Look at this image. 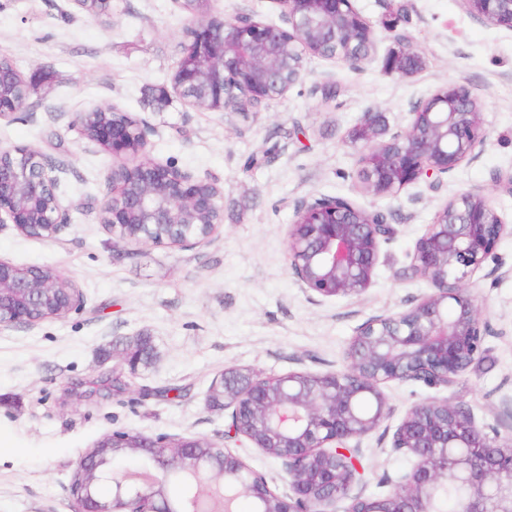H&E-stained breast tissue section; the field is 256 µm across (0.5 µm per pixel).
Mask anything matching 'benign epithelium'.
Returning <instances> with one entry per match:
<instances>
[{
	"label": "benign epithelium",
	"mask_w": 512,
	"mask_h": 512,
	"mask_svg": "<svg viewBox=\"0 0 512 512\" xmlns=\"http://www.w3.org/2000/svg\"><path fill=\"white\" fill-rule=\"evenodd\" d=\"M285 25L253 16L208 14L188 28L192 56H182L172 76L174 92L200 96L210 111L247 110L255 102L282 99L305 78L310 56L337 58L353 68L369 61L377 34L353 0H276ZM461 8L493 26L512 29V0H459ZM26 96L0 97V120L10 119ZM83 136L112 154L110 192L99 222L116 245L168 242L189 246L209 241L223 223L224 190L171 163L147 157L146 132L122 112L79 114ZM362 143L359 175L365 193L397 196L433 176L439 178L478 156L487 134L482 105L462 85L448 84L412 107L408 127L378 138L371 113L351 130ZM53 167L34 149H0V227L53 240L76 207L57 191ZM512 225L480 191L447 200L425 226L408 271L431 292L410 308L373 316L352 338L348 368L280 376L238 367L224 369L223 401L230 429L281 461L288 491L266 478L230 448L200 455L196 437L117 430L101 438L105 448H137L153 460L147 480L117 473L91 448L81 456L71 483L74 512H232L245 493L256 512H434L436 490L452 477L466 493L457 512H512V439L489 436L469 409L446 398L413 406L396 426L393 448L415 458L396 487L370 497L336 458H355L350 445L390 415L381 385L422 382L452 385L482 350L486 326L468 288ZM392 235L386 216L342 197L302 201L288 225V265L302 288L322 299L358 297L373 283L382 245ZM53 301L62 319L79 310V288L57 270L21 268L0 259V328L33 326L49 318ZM158 448H177L169 459ZM171 474L189 477L198 492L174 508L166 490ZM102 481L112 495L99 494Z\"/></svg>",
	"instance_id": "1"
}]
</instances>
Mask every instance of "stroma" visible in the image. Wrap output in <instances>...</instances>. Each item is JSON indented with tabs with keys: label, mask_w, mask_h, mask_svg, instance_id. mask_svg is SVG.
Returning a JSON list of instances; mask_svg holds the SVG:
<instances>
[{
	"label": "stroma",
	"mask_w": 512,
	"mask_h": 512,
	"mask_svg": "<svg viewBox=\"0 0 512 512\" xmlns=\"http://www.w3.org/2000/svg\"><path fill=\"white\" fill-rule=\"evenodd\" d=\"M379 41L370 62L351 69L311 57L286 98L243 116L200 110L171 94V78L191 18L176 0H112L108 18L74 0H0V50L35 75L16 119L0 123V148L29 145L50 158L58 191L76 202L55 240L0 228V258L50 267L81 289L84 306L63 319L0 329V434L18 455L0 464V512H72L73 473L104 434L193 435L234 449L270 486L283 488L280 461L228 434L230 420L209 405L225 368L267 374L346 368L358 326L393 314L430 290L412 278L410 255L448 199L481 191L512 224V30L465 13L458 0H354ZM213 14L253 15L279 24L276 0H210ZM405 36L424 56L418 71L387 72L385 57ZM449 83L467 86L483 108L487 143L479 156L398 196L364 193L359 147L349 131L364 113L388 133L409 124L415 102ZM112 107L147 124V154L224 188V222L192 247L165 243L114 247L98 211L108 191L110 153L80 135L79 113ZM265 162L248 170L249 155ZM341 196L382 211L395 229L373 284L359 297L311 299L288 266L287 230L296 203ZM488 325L483 351L451 387L389 382L393 413L358 439L364 492L382 496L410 470L394 451L403 415L430 398L469 408L478 424L512 436V236H504L470 288ZM157 358L112 389V371L137 339Z\"/></svg>",
	"instance_id": "stroma-1"
}]
</instances>
